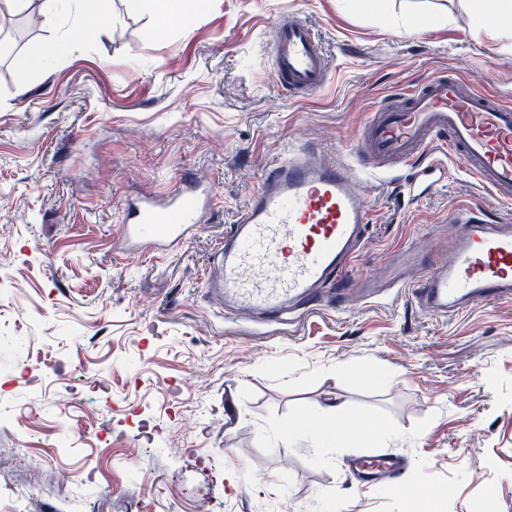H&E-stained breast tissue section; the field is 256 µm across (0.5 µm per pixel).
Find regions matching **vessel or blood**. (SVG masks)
<instances>
[{
    "instance_id": "b4317fda",
    "label": "vessel or blood",
    "mask_w": 512,
    "mask_h": 512,
    "mask_svg": "<svg viewBox=\"0 0 512 512\" xmlns=\"http://www.w3.org/2000/svg\"><path fill=\"white\" fill-rule=\"evenodd\" d=\"M272 67L276 80L299 96L327 81L322 49L302 22L276 25ZM354 152L380 174L415 166L403 190L411 201L452 159L496 197L512 200V105L474 93L460 77L436 76L401 101L378 107L362 126ZM361 195L355 165L327 161L309 143L284 146L217 253L218 272L210 286L225 310L283 322L304 306L335 304L322 289L343 276L359 254L370 222ZM206 205L189 181L159 201H125V250L161 253L186 244ZM453 222L450 236L416 240L404 251L420 272L411 285L418 304L454 317L482 303L512 300V221L489 222L465 210ZM350 470L401 497L414 494L397 457L364 456Z\"/></svg>"
}]
</instances>
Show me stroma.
Segmentation results:
<instances>
[{"label": "stroma", "instance_id": "35a3bbf8", "mask_svg": "<svg viewBox=\"0 0 512 512\" xmlns=\"http://www.w3.org/2000/svg\"><path fill=\"white\" fill-rule=\"evenodd\" d=\"M42 0L0 5L22 24L20 77L0 54V512H512V301L443 319L411 289L349 309L309 306L260 322L225 313L205 283L215 253L288 140L352 160L369 112L438 73L512 104V25L480 31L463 0H388V19L352 0H208L157 22L112 0V36H78L48 57L52 29L78 26L68 0L47 27ZM432 24L415 31L422 19ZM303 21L328 82L277 87V21ZM397 167L368 182L371 221L346 274L385 280L401 250L478 206L512 220L458 165L414 203ZM214 207L185 245L125 260L121 203L184 179ZM33 367L24 371L22 352ZM392 434L320 450L276 446L327 400ZM181 450H173L172 441ZM405 461L413 499L349 472L359 456ZM74 470L63 485L60 470Z\"/></svg>", "mask_w": 512, "mask_h": 512}]
</instances>
